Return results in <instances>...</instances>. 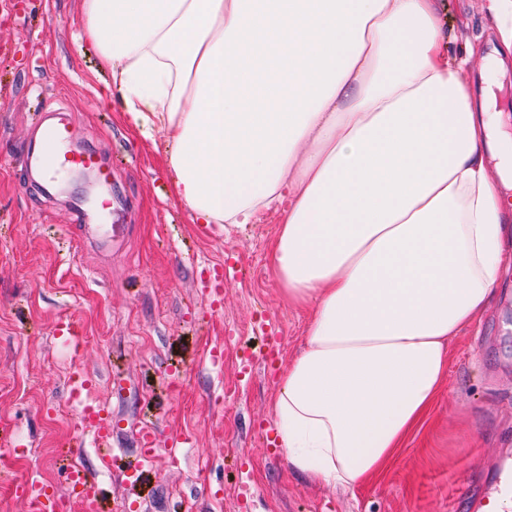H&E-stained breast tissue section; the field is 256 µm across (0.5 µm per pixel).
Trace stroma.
<instances>
[{
  "mask_svg": "<svg viewBox=\"0 0 512 512\" xmlns=\"http://www.w3.org/2000/svg\"><path fill=\"white\" fill-rule=\"evenodd\" d=\"M439 6L449 58L469 56L465 75L478 79L499 47L485 0ZM82 30L80 0H0V512H31L20 482L57 491L58 512H80L61 457L73 439L113 512L132 502L139 512H483L487 474L512 459V236L493 302L450 340L438 396L386 468L352 491L313 483L266 446L278 372L242 368L259 352L260 317L282 326L281 364L305 346L308 311L273 274L283 208L202 233L174 194L164 131L129 122ZM54 114L71 128L69 148L111 169L108 182L71 171L54 188L33 174ZM222 263L214 306L197 281ZM60 322L84 342L56 336ZM76 370L119 423L125 459L149 424L190 432L193 445L158 447L139 481L124 480L90 432L55 419Z\"/></svg>",
  "mask_w": 512,
  "mask_h": 512,
  "instance_id": "1",
  "label": "stroma"
}]
</instances>
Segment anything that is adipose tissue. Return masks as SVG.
Masks as SVG:
<instances>
[{
	"mask_svg": "<svg viewBox=\"0 0 512 512\" xmlns=\"http://www.w3.org/2000/svg\"><path fill=\"white\" fill-rule=\"evenodd\" d=\"M98 66L167 135L198 224L287 203L275 279L311 307L273 411L293 468L353 489L434 399L494 297L512 121L473 90L437 0H82Z\"/></svg>",
	"mask_w": 512,
	"mask_h": 512,
	"instance_id": "adipose-tissue-1",
	"label": "adipose tissue"
}]
</instances>
